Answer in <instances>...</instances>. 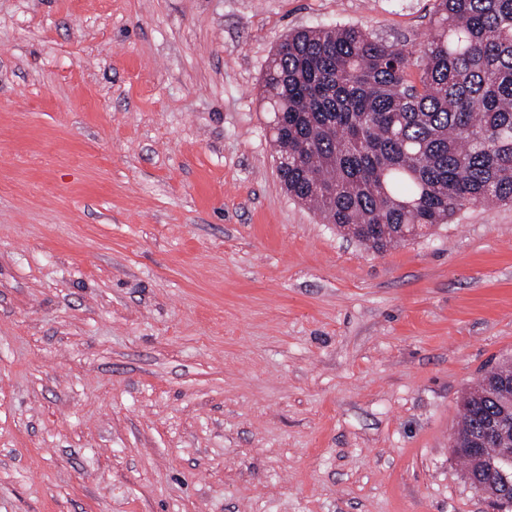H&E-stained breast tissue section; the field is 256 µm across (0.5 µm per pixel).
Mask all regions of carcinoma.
<instances>
[{
    "label": "carcinoma",
    "mask_w": 512,
    "mask_h": 512,
    "mask_svg": "<svg viewBox=\"0 0 512 512\" xmlns=\"http://www.w3.org/2000/svg\"><path fill=\"white\" fill-rule=\"evenodd\" d=\"M433 15L417 46L358 25L293 32L264 75L284 189L377 254L469 205L512 202V0H434ZM484 380L485 404L512 417L498 387L512 364ZM481 411L463 405L459 436Z\"/></svg>",
    "instance_id": "obj_1"
}]
</instances>
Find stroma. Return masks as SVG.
<instances>
[{
	"mask_svg": "<svg viewBox=\"0 0 512 512\" xmlns=\"http://www.w3.org/2000/svg\"><path fill=\"white\" fill-rule=\"evenodd\" d=\"M433 0H0V512H491L450 438L512 360V204L382 254L288 197L290 32Z\"/></svg>",
	"mask_w": 512,
	"mask_h": 512,
	"instance_id": "1",
	"label": "stroma"
}]
</instances>
